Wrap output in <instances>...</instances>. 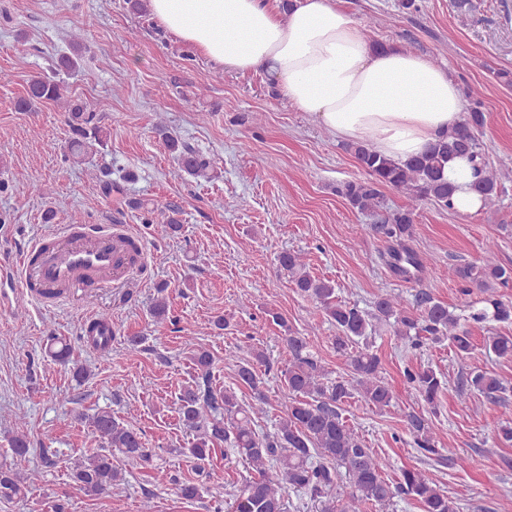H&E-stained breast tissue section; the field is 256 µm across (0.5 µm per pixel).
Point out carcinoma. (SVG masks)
Masks as SVG:
<instances>
[{
	"mask_svg": "<svg viewBox=\"0 0 512 512\" xmlns=\"http://www.w3.org/2000/svg\"><path fill=\"white\" fill-rule=\"evenodd\" d=\"M81 35L73 36V53H62L56 62L57 70L69 72L77 69L81 50ZM66 87L52 76L34 75L28 82L26 94L17 99L15 109L29 112L35 104L58 101ZM71 136L68 155L83 158L96 148L107 146V132L96 121V114L83 102L69 106ZM485 116L474 108L451 127L448 133L424 154L406 162H399L373 151L364 142L348 145L359 166L366 172L365 181H348L340 188L341 195L352 208L373 211L380 207L382 187H391L406 195L414 205L399 210L373 231L391 242L386 257L389 270L398 277L421 280L426 270L422 257L407 245L412 237L416 216V203L433 200L449 207L453 188L445 180L443 171L448 159L468 156L484 172L474 183V189L483 197L486 206L496 205L499 186L481 152L477 131L484 125ZM169 151L175 154L179 170L192 177L206 175L209 160L188 144L173 137L166 139ZM151 217L146 222L159 226L165 235L175 234L180 228L176 205L153 207L147 210ZM282 269L288 272L298 292L320 304L333 325L336 353L346 358L350 371L348 380H332L327 371L310 353V337L292 331L280 314L272 320L283 328L282 341L291 360L284 372L285 405L273 431L258 433L257 419L266 415L269 405L264 391L265 380L257 365L266 362L264 353L255 354V361L238 366V384L253 394V403L247 407L238 402L236 392L214 383L213 355L203 349L196 350L190 362L194 377L177 397L182 425L191 436L188 446L179 449L181 455L199 464L212 457L215 447L226 443L230 450L245 459L252 475L244 480L234 497L233 512H287L285 497L288 491H303L309 498L319 501L340 488L342 479H348L351 491L347 500L337 506L326 502L322 512H361L360 507L370 505L386 512L395 499L414 500L422 512H458L456 502L440 488L432 477L418 468H403L394 478L388 476L389 461L365 446L356 423H348L342 416L341 406L358 394L369 405L387 407L393 393L382 377L381 360L368 343L372 320L392 322L395 334L409 342L415 350L431 344L449 341L457 356L464 358L473 349L472 336L459 327V318L448 306L421 291L415 297V311H410L402 297L394 293L380 295L369 313L357 305L336 300L332 281L316 278L306 270L300 255L286 252L280 256ZM448 276L461 286V299L470 288L477 287L488 294L489 307L470 313V319L483 322L512 324V303L494 297V285L508 284L512 269H508L486 256L483 265H450ZM50 345L60 347L49 350L50 357L61 365H72L76 378L84 377V369L72 359V345L57 336L48 337ZM486 348L499 357L512 358V336H490ZM405 378L419 393L423 401L436 406L444 390L439 373L427 367L408 369ZM474 390L490 401L500 398L506 386L496 376L486 372H472L461 381V390ZM92 433L99 441V450L83 454L69 463L73 485L87 496L108 493L112 486L124 481L121 462L148 459L142 437L133 428L120 423L109 411H99L88 418ZM407 429L416 435L419 452L428 458L443 459L428 436L424 419L417 414L406 416ZM30 447L25 423L16 427L10 438L12 454L24 458ZM24 478L10 466L0 467V497L10 500L21 496Z\"/></svg>",
	"mask_w": 512,
	"mask_h": 512,
	"instance_id": "carcinoma-1",
	"label": "carcinoma"
}]
</instances>
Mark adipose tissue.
Returning a JSON list of instances; mask_svg holds the SVG:
<instances>
[{
  "label": "adipose tissue",
  "instance_id": "adipose-tissue-1",
  "mask_svg": "<svg viewBox=\"0 0 512 512\" xmlns=\"http://www.w3.org/2000/svg\"><path fill=\"white\" fill-rule=\"evenodd\" d=\"M168 33L226 71H264L280 95L337 137L405 161L424 153L461 118L466 103L444 68L402 48H372L334 0H147ZM451 208H484L472 163L449 159Z\"/></svg>",
  "mask_w": 512,
  "mask_h": 512
}]
</instances>
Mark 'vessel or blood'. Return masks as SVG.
<instances>
[{
    "label": "vessel or blood",
    "instance_id": "1",
    "mask_svg": "<svg viewBox=\"0 0 512 512\" xmlns=\"http://www.w3.org/2000/svg\"><path fill=\"white\" fill-rule=\"evenodd\" d=\"M145 262V248L127 225L63 224L54 240L31 243L19 261L17 282L26 296L55 304L69 289L105 287L118 272Z\"/></svg>",
    "mask_w": 512,
    "mask_h": 512
}]
</instances>
